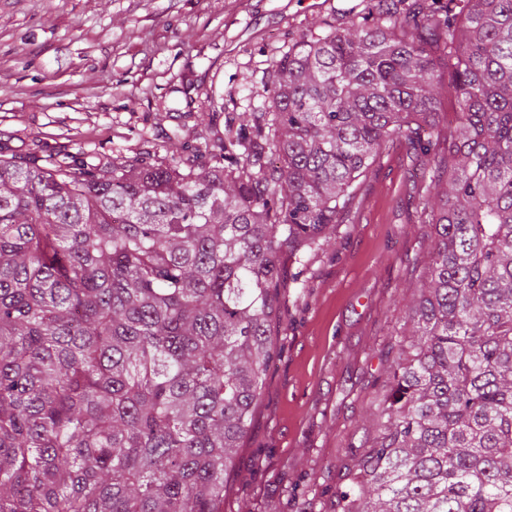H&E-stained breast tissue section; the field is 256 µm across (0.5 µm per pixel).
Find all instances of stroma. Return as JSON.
<instances>
[{"label":"stroma","mask_w":512,"mask_h":512,"mask_svg":"<svg viewBox=\"0 0 512 512\" xmlns=\"http://www.w3.org/2000/svg\"><path fill=\"white\" fill-rule=\"evenodd\" d=\"M371 0H0V154L88 166L236 133L284 52ZM424 159L387 148L329 243L283 261L268 372L224 512H331L341 464L371 441L403 293L434 244L413 189Z\"/></svg>","instance_id":"1"}]
</instances>
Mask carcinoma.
Returning a JSON list of instances; mask_svg holds the SVG:
<instances>
[{"label": "carcinoma", "mask_w": 512, "mask_h": 512, "mask_svg": "<svg viewBox=\"0 0 512 512\" xmlns=\"http://www.w3.org/2000/svg\"><path fill=\"white\" fill-rule=\"evenodd\" d=\"M397 142L436 237L333 512H512V0H377L184 161L1 156L0 512H224L283 253Z\"/></svg>", "instance_id": "1"}]
</instances>
